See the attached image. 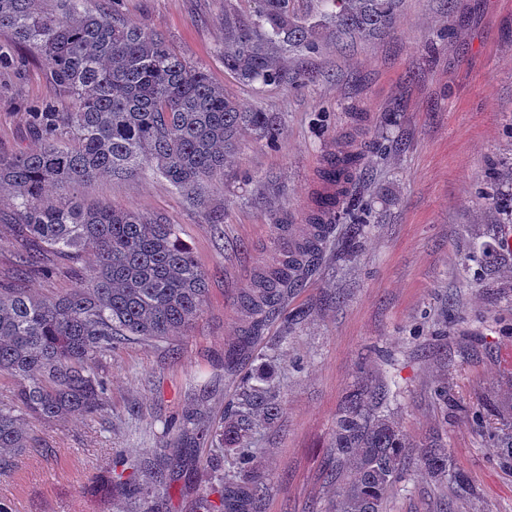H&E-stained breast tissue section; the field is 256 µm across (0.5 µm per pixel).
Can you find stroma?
Masks as SVG:
<instances>
[{
	"mask_svg": "<svg viewBox=\"0 0 512 512\" xmlns=\"http://www.w3.org/2000/svg\"><path fill=\"white\" fill-rule=\"evenodd\" d=\"M92 7L120 8L162 35L243 109L273 113L281 135L270 147L243 134L233 162L199 189L198 206L150 167L88 189L91 200L179 225L209 275L206 301L193 325L165 342L126 344L93 363L110 384L107 413L27 419L32 449L0 473V499L15 512H199L215 480L203 469L214 450L193 434L164 502L99 500L90 489L114 465L153 460L167 423L193 413L220 428L242 375L272 353L281 413L253 438L266 493L250 512H329L336 414L357 385L379 383L394 393L389 410L411 442L440 436L480 492L455 498L418 476L388 512H440L447 500L453 512H512V473L470 418L483 401L512 414V248L501 245L512 210L491 197L512 192V0H402L385 32L344 49L328 31L318 53L283 55L290 78L316 73L299 87L248 84L225 69L224 0ZM64 98L40 56L0 29V155L38 150L31 114ZM351 137L381 144L354 184L371 205V232L350 250L336 225L331 250L289 296L283 318L245 340V291L271 266L275 239L305 234L323 158ZM48 263L52 275L16 280L13 248L0 243V284L54 296L73 288L94 256ZM439 380L448 383L444 411L431 399Z\"/></svg>",
	"mask_w": 512,
	"mask_h": 512,
	"instance_id": "35a3bbf8",
	"label": "stroma"
}]
</instances>
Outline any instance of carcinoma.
Instances as JSON below:
<instances>
[{
    "mask_svg": "<svg viewBox=\"0 0 512 512\" xmlns=\"http://www.w3.org/2000/svg\"><path fill=\"white\" fill-rule=\"evenodd\" d=\"M84 2L0 0V28L34 48L71 96L64 112L33 113L39 150L0 157V186L9 187L14 199L17 272L52 273L43 263L47 253L73 260L86 251L96 256L92 270L62 296L38 298L0 287V378L14 383L11 397L0 399V452L14 455L30 449L28 417L50 423L109 409L108 384L90 371V362L131 341H165L175 329L190 327L205 302V272L178 225L90 202L81 190L101 176L127 178L150 165L196 201L199 186L224 171L243 134L274 146L281 131L273 115L242 109L158 33L127 22L115 8L107 15ZM256 2L248 13L224 8V67L243 82L272 85L288 82L279 60L283 50L318 52L328 24L346 42L384 31L400 0H319L316 19L298 14L296 0ZM367 149L365 141L344 143L326 160L308 235L280 243L274 267L255 276L245 295L251 334L280 318L285 297L318 267L332 245L333 223L349 217L353 239L371 227L369 205L348 206ZM386 395L360 386L336 414L335 479L343 487L335 512H386L388 495L412 471L476 494L442 440L414 448L391 416L378 412ZM279 412L274 370L263 362L242 378L222 433L185 419L233 461L224 494L217 502L204 500L205 512H240L245 502L262 497L247 438L259 424H273ZM472 421L499 466L512 471V423L491 429L479 408ZM142 482L156 498L169 493L161 469L139 480L114 469L93 494H128Z\"/></svg>",
    "mask_w": 512,
    "mask_h": 512,
    "instance_id": "1",
    "label": "carcinoma"
}]
</instances>
